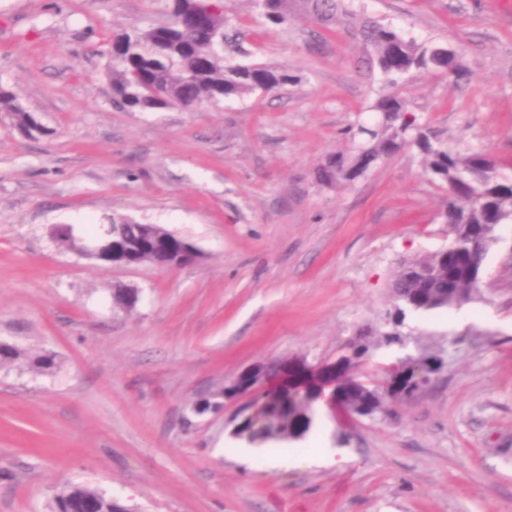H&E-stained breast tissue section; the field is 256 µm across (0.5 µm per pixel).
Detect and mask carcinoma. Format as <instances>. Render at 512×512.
Returning a JSON list of instances; mask_svg holds the SVG:
<instances>
[{
	"label": "carcinoma",
	"instance_id": "carcinoma-1",
	"mask_svg": "<svg viewBox=\"0 0 512 512\" xmlns=\"http://www.w3.org/2000/svg\"><path fill=\"white\" fill-rule=\"evenodd\" d=\"M262 17L274 26L298 20L301 15L330 22L348 21L352 34L369 48V70L387 78L392 89L378 96L372 124H358L349 152L329 155L315 171L327 186L353 182L404 147H417L425 173L443 184L441 218L448 225L449 246L425 257L399 263L390 285L397 303L398 328H393L388 308L379 326L361 327L349 341L357 347L360 362L381 346L405 344L401 327L412 313L460 308L473 300L479 287L470 278L481 274L485 256L497 239V228L512 223V177L501 173L500 162L479 149L459 151L433 140L410 111L407 100L393 87L413 70L456 74L461 63L455 50L406 39L395 28L364 20L354 23L345 0H252ZM239 33L224 10L209 9V0H171L170 20L147 29H133L112 40V106L122 112H155L172 106L195 107L243 99L257 91L273 92L295 82L282 66L232 60ZM0 111L15 126H27V110L0 88ZM24 360L34 370L55 367L50 351L30 353L0 343V366ZM368 419L392 415L391 406L411 395L389 396L376 381L351 388ZM314 393L302 387L256 393L236 413L241 426L233 433L252 446L266 443L296 444L304 441L313 425ZM105 492L90 485H69L54 496L51 512H124Z\"/></svg>",
	"mask_w": 512,
	"mask_h": 512
}]
</instances>
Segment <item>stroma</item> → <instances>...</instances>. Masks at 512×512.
Wrapping results in <instances>:
<instances>
[{
	"label": "stroma",
	"instance_id": "stroma-1",
	"mask_svg": "<svg viewBox=\"0 0 512 512\" xmlns=\"http://www.w3.org/2000/svg\"><path fill=\"white\" fill-rule=\"evenodd\" d=\"M250 62L296 81L192 111L112 106L113 38L168 22L167 0H0V87L48 130L23 136L0 112V343L55 352L49 372L0 367V512H50L89 484L134 512H512V224L502 225L465 322L406 321L401 353L447 366L392 420L320 407L307 448L343 447L331 467L239 459L231 417L191 414L243 369L282 361L319 378L355 329L378 323L399 260L446 247L443 191L413 146L353 183L314 168L373 123L385 86L361 69L345 26L265 24L223 0ZM420 42L456 49L459 76L412 72L399 86L448 146L479 148L512 175V0H347ZM127 216L191 242L199 264L112 268L55 240ZM139 289L136 309L112 289Z\"/></svg>",
	"mask_w": 512,
	"mask_h": 512
}]
</instances>
